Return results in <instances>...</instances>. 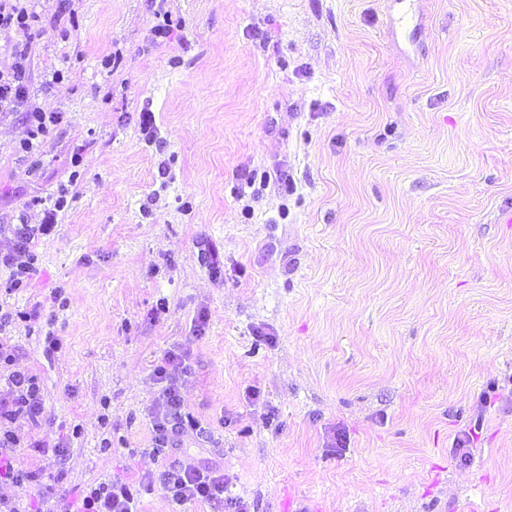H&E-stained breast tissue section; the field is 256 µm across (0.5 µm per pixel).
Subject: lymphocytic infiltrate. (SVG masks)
Listing matches in <instances>:
<instances>
[{"label": "lymphocytic infiltrate", "instance_id": "lymphocytic-infiltrate-1", "mask_svg": "<svg viewBox=\"0 0 512 512\" xmlns=\"http://www.w3.org/2000/svg\"><path fill=\"white\" fill-rule=\"evenodd\" d=\"M36 18L33 0H0V28H15L23 36L22 42L15 47L18 57L28 54L32 23ZM56 223V210L47 208L42 212L40 223L17 227L15 252L0 256V264L13 270L7 291L21 288L34 269L32 260L26 257L30 242L37 235L51 232ZM13 362L11 351L0 344V363L12 367L0 383V421L38 424L45 413L40 384L34 375L15 369ZM185 371V356L172 350L167 351L154 368L162 388L151 411L152 452L167 459L159 479L167 492L172 512H185L187 505L196 502L209 503L213 512H236L241 503L228 496V482L223 470L201 464L182 449L185 434L201 429L200 423L186 412L180 392V378ZM19 443L14 431L0 430V483L16 489L14 496H0V512H139L135 480L116 475L72 498L66 493L55 492L52 486L43 485L39 473L15 467L14 457Z\"/></svg>", "mask_w": 512, "mask_h": 512}]
</instances>
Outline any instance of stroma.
<instances>
[{"label": "stroma", "mask_w": 512, "mask_h": 512, "mask_svg": "<svg viewBox=\"0 0 512 512\" xmlns=\"http://www.w3.org/2000/svg\"><path fill=\"white\" fill-rule=\"evenodd\" d=\"M418 3L409 45L387 0H40L28 103L63 121L29 155L0 115V253L67 203L0 292L39 312L0 333L45 399L0 423L18 468L169 512L176 349L183 446L247 512H512V0ZM65 200L63 196L57 199L54 208H44L42 212V219L40 224H20L16 228V238L18 240V247L12 253L1 255L0 264L6 267H12L15 270L12 273L10 280L7 282L5 288L6 293H11L23 286L25 278L34 270V257H29L25 261L19 260V257H26L27 247L30 242L38 234H47L51 232L57 223V211L63 207ZM186 357L173 350L167 351L154 368L162 386L152 407L153 419L152 453L168 458L159 479L165 488L172 512H185L188 504L207 502L213 512L235 508L243 512V504L229 497L228 480L224 470L202 465L186 451H183V437L188 430L201 435L200 423L185 411L180 392V378L186 371ZM224 493L228 495L224 496Z\"/></svg>", "instance_id": "obj_1"}]
</instances>
